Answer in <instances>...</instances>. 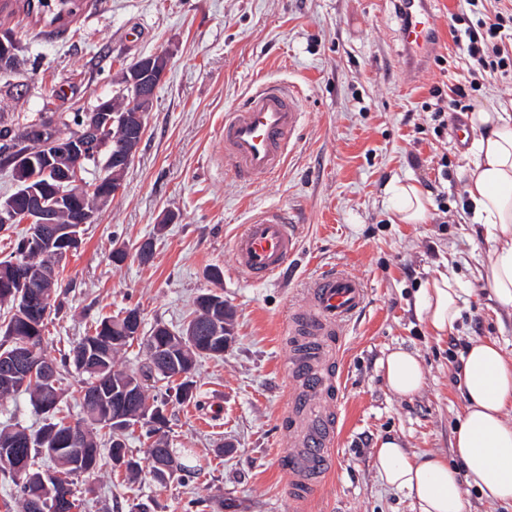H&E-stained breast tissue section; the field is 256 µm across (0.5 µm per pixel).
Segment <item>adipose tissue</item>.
<instances>
[{"instance_id": "ef3b65f1", "label": "adipose tissue", "mask_w": 512, "mask_h": 512, "mask_svg": "<svg viewBox=\"0 0 512 512\" xmlns=\"http://www.w3.org/2000/svg\"><path fill=\"white\" fill-rule=\"evenodd\" d=\"M472 133L465 191L471 221L483 225L487 261L481 278L498 307L512 312V112L499 105L468 116ZM386 191L394 220L420 224L429 212L427 191L414 181L392 180ZM462 295L457 280L441 273L426 283L416 311L437 336L452 333ZM462 415L451 455L415 456L394 438L376 451L379 480L409 498L418 512H466L465 490L490 502H512V361L497 339L473 341L461 359ZM388 387L401 396L421 390L425 375L412 351L398 348L381 363Z\"/></svg>"}]
</instances>
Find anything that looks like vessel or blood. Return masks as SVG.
<instances>
[{"label":"vessel or blood","instance_id":"vessel-or-blood-1","mask_svg":"<svg viewBox=\"0 0 512 512\" xmlns=\"http://www.w3.org/2000/svg\"><path fill=\"white\" fill-rule=\"evenodd\" d=\"M398 39L411 66L433 51L439 24L427 0H406ZM299 93L289 85L263 81L245 101L224 114L220 145L226 163L246 182L274 176L284 165L302 123ZM237 271L253 281L278 274L297 254L298 240L287 210L255 212L233 242ZM307 309L292 313L286 326L293 392L288 410L291 453L283 462L295 503L313 498L334 470L339 421L325 405L338 395V371L331 359L348 321L366 300L363 283L340 269L316 275L306 290Z\"/></svg>","mask_w":512,"mask_h":512}]
</instances>
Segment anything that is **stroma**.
<instances>
[{"label":"stroma","instance_id":"35a3bbf8","mask_svg":"<svg viewBox=\"0 0 512 512\" xmlns=\"http://www.w3.org/2000/svg\"><path fill=\"white\" fill-rule=\"evenodd\" d=\"M440 24L438 54L411 67L401 52L396 0H81L62 28L35 24L22 9L0 12V30L20 40V72L0 82V119L22 129L42 114L75 130V114L112 97L122 70L158 52L170 67L147 116L134 162L111 205L85 225L63 263L69 292L44 330V353L60 358L105 316L139 309L144 330L180 329L196 297L211 289L206 272L223 271L220 290L234 312L223 357H199L194 401L170 404L168 439L198 474L156 481L129 477L103 461L74 480L79 512H296L280 466L288 452L289 316L305 307V289L340 267L366 288L363 310L338 350L340 418L336 471L306 512H415L383 485L375 450L398 439L416 454H448L463 408L450 341L499 340L512 358V316L502 313L479 271L482 227L465 218L468 143L433 133L424 104L431 86L474 81L470 108L512 104V73L471 79L454 30L464 29L465 0H429ZM259 80L299 88L300 135L282 171L253 183L226 169L219 146L224 114ZM411 179L444 194L451 223L396 224L387 183ZM292 212L298 254L276 277L251 282L235 268L232 242L252 213ZM164 231H157L159 222ZM157 235L153 260L137 245ZM128 257L116 263L112 254ZM464 293L452 336H432L415 310L422 286L438 273ZM417 354L423 389L392 392L380 367L393 349Z\"/></svg>","mask_w":512,"mask_h":512}]
</instances>
